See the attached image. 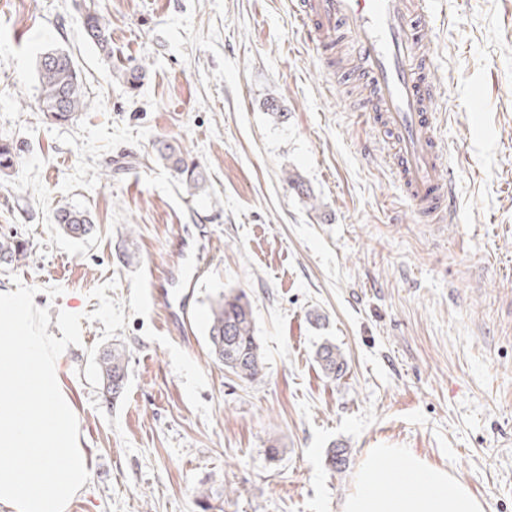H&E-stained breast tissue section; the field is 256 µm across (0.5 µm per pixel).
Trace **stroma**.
Listing matches in <instances>:
<instances>
[{
  "label": "stroma",
  "mask_w": 512,
  "mask_h": 512,
  "mask_svg": "<svg viewBox=\"0 0 512 512\" xmlns=\"http://www.w3.org/2000/svg\"><path fill=\"white\" fill-rule=\"evenodd\" d=\"M89 1L0 0V143L17 148L0 238L29 253L0 265V289L33 297L42 335L72 339L90 477L69 512H202L201 490L212 512H340L372 448L414 453L486 512H512V0H450L423 41L454 99L437 110L451 224L401 196L354 109L359 80L332 78L290 0H93L111 61L146 68L135 91L86 40ZM57 47L92 100L64 125L37 110L35 61ZM476 91L485 108L466 111ZM167 143L200 164L196 196L159 160ZM64 207L92 214L91 236L64 234ZM170 281L186 341L150 293ZM232 290L265 355L252 382L208 356L210 305ZM326 340L348 360L337 380L314 361ZM115 343L128 375L112 398L95 357Z\"/></svg>",
  "instance_id": "stroma-1"
}]
</instances>
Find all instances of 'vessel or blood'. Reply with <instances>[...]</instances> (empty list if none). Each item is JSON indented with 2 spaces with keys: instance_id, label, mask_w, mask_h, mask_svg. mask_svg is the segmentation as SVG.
<instances>
[{
  "instance_id": "1",
  "label": "vessel or blood",
  "mask_w": 512,
  "mask_h": 512,
  "mask_svg": "<svg viewBox=\"0 0 512 512\" xmlns=\"http://www.w3.org/2000/svg\"><path fill=\"white\" fill-rule=\"evenodd\" d=\"M436 0H290L312 47L326 55L346 40L365 96L359 104L366 124L390 136L385 160L404 195L436 223L447 224L455 207L450 166L437 134L431 104L440 90L421 52Z\"/></svg>"
}]
</instances>
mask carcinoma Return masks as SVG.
Masks as SVG:
<instances>
[{
  "label": "carcinoma",
  "mask_w": 512,
  "mask_h": 512,
  "mask_svg": "<svg viewBox=\"0 0 512 512\" xmlns=\"http://www.w3.org/2000/svg\"><path fill=\"white\" fill-rule=\"evenodd\" d=\"M83 30L86 38L112 63L116 78L132 88L141 83L145 76L143 66L112 62L109 22L96 7H86ZM36 74L40 85L38 108L46 119L59 124L72 123L79 113L89 108L91 100L83 90L81 70L68 52L51 48L40 53ZM158 153L159 158L176 172L186 192L195 195L204 181L199 165L187 161L180 148L171 144L164 145ZM56 222L73 239L83 240L93 231L92 216L85 210L64 208L58 211ZM25 258L26 253L18 242L0 240V263L11 266ZM206 339L210 355L228 372L246 381H254L260 375L264 356L254 334L253 310L244 293H222L211 304ZM315 362L328 379L336 380L347 370L345 355L330 341L318 346ZM96 363L104 391L112 396L121 393L127 375L124 350L117 347L106 350Z\"/></svg>",
  "instance_id": "1"
}]
</instances>
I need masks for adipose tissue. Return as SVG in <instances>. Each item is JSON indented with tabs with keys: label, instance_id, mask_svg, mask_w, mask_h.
<instances>
[{
	"label": "adipose tissue",
	"instance_id": "adipose-tissue-1",
	"mask_svg": "<svg viewBox=\"0 0 512 512\" xmlns=\"http://www.w3.org/2000/svg\"><path fill=\"white\" fill-rule=\"evenodd\" d=\"M33 316L26 291L0 289V507L68 512L89 461L66 383L67 351L48 344ZM340 512H486V505L447 470L401 448H373Z\"/></svg>",
	"mask_w": 512,
	"mask_h": 512
}]
</instances>
